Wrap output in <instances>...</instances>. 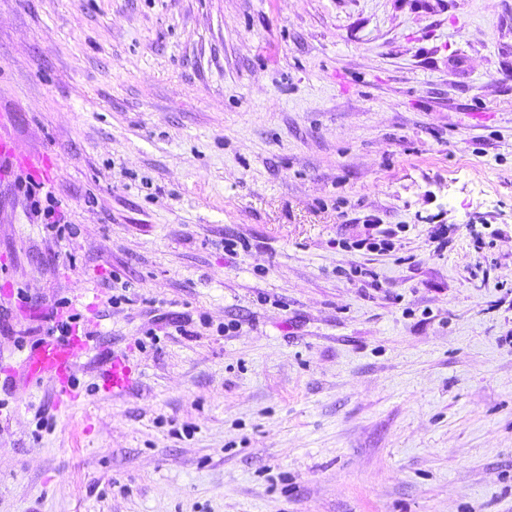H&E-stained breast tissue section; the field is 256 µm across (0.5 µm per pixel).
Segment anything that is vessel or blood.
Segmentation results:
<instances>
[{
    "mask_svg": "<svg viewBox=\"0 0 512 512\" xmlns=\"http://www.w3.org/2000/svg\"><path fill=\"white\" fill-rule=\"evenodd\" d=\"M90 349V338L75 331L63 341L43 343L29 359V371L33 378L48 381L57 398H72L70 380L75 363ZM132 369L118 357L110 358L101 374V383L109 393H123L134 384Z\"/></svg>",
    "mask_w": 512,
    "mask_h": 512,
    "instance_id": "obj_1",
    "label": "vessel or blood"
}]
</instances>
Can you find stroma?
<instances>
[{"label":"stroma","instance_id":"stroma-1","mask_svg":"<svg viewBox=\"0 0 512 512\" xmlns=\"http://www.w3.org/2000/svg\"><path fill=\"white\" fill-rule=\"evenodd\" d=\"M0 137V512H512V0H0ZM58 311L52 314V327L48 336H68L64 341H48L43 343L29 359V371L36 380L48 381L59 400H73L70 380L75 363L90 350V337L74 330L80 326V316L62 311L61 317L56 318ZM135 382L132 369L119 357H111L101 374V383L105 391L109 393H124Z\"/></svg>","mask_w":512,"mask_h":512}]
</instances>
